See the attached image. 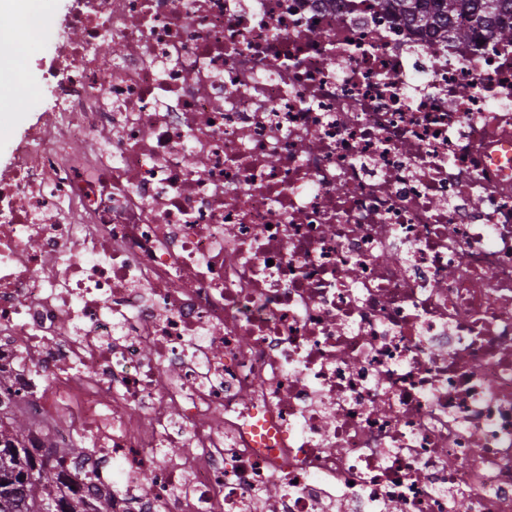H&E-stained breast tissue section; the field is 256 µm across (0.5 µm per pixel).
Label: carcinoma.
Listing matches in <instances>:
<instances>
[{"label": "carcinoma", "mask_w": 512, "mask_h": 512, "mask_svg": "<svg viewBox=\"0 0 512 512\" xmlns=\"http://www.w3.org/2000/svg\"><path fill=\"white\" fill-rule=\"evenodd\" d=\"M380 8L432 35L445 33L467 59L471 35L485 28L512 43V0H378ZM95 474L74 488L56 454L32 444L28 425L0 413V512H103Z\"/></svg>", "instance_id": "carcinoma-1"}]
</instances>
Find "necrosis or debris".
I'll use <instances>...</instances> for the list:
<instances>
[{"label":"necrosis or debris","instance_id":"4bbe7bcc","mask_svg":"<svg viewBox=\"0 0 512 512\" xmlns=\"http://www.w3.org/2000/svg\"><path fill=\"white\" fill-rule=\"evenodd\" d=\"M470 51L76 0L0 178V399L107 512H512V45Z\"/></svg>","mask_w":512,"mask_h":512}]
</instances>
